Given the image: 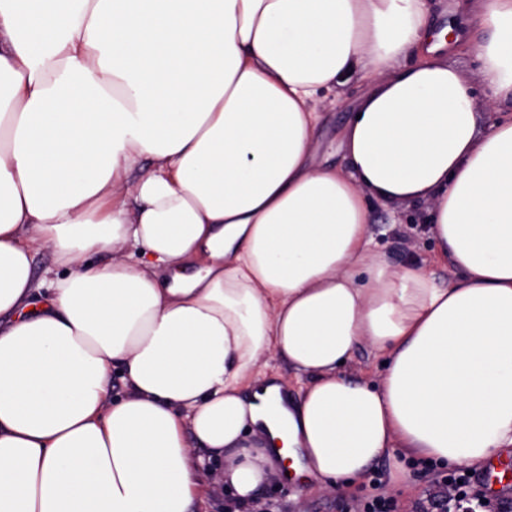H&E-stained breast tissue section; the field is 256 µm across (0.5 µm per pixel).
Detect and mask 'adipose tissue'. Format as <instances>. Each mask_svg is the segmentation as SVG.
Returning <instances> with one entry per match:
<instances>
[{
  "label": "adipose tissue",
  "instance_id": "adipose-tissue-1",
  "mask_svg": "<svg viewBox=\"0 0 512 512\" xmlns=\"http://www.w3.org/2000/svg\"><path fill=\"white\" fill-rule=\"evenodd\" d=\"M459 7L469 44L426 0H0V512H192L210 473L249 508L273 460L334 492L512 447V0ZM372 198L429 202L450 283L374 247ZM450 64L454 65L471 84L476 104L481 112L485 111L483 90L479 83L478 61L473 53L451 55L448 57ZM360 94L357 83L352 80L344 86L334 89L329 93L330 98L335 97L342 100V104L336 109L326 111V122L324 123L319 135V149L317 152V160L323 161L328 158L329 163L341 165L343 158L335 147L337 145L338 134L346 123L349 113L353 108L356 99ZM382 361V356L376 355L366 347H362L358 349L354 360L347 366V369L357 378L371 382L378 377Z\"/></svg>",
  "mask_w": 512,
  "mask_h": 512
}]
</instances>
